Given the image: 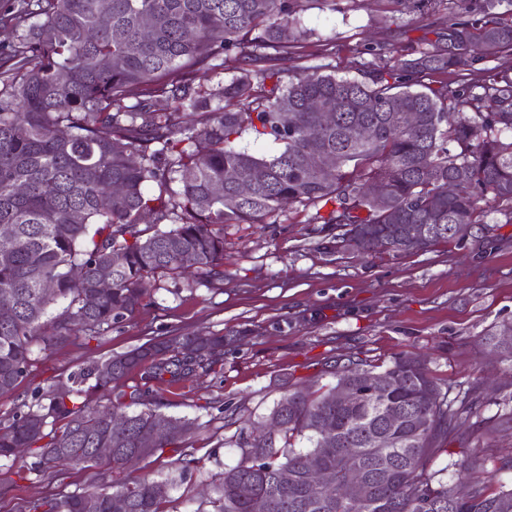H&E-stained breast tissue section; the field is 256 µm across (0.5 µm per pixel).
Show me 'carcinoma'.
Returning a JSON list of instances; mask_svg holds the SVG:
<instances>
[{
  "instance_id": "cac0c4a2",
  "label": "carcinoma",
  "mask_w": 512,
  "mask_h": 512,
  "mask_svg": "<svg viewBox=\"0 0 512 512\" xmlns=\"http://www.w3.org/2000/svg\"><path fill=\"white\" fill-rule=\"evenodd\" d=\"M297 4L111 0L103 13L98 0L22 3L27 25L14 49L0 53V72L10 75L0 97V226L13 230L0 244V305L15 311L0 321V395L49 355L133 317L156 279H221L226 224H262L296 202L319 207L314 220L343 229V240L352 224L390 225L399 233L392 252L410 253L407 224L472 228L484 223L486 198L512 206V141L501 138L512 132V77L497 72L473 82L464 74L467 58L448 52L452 40L484 55L512 50V25L481 21L475 34L451 23L417 57L387 49L385 63L360 79L302 67L284 85L278 68L247 64L288 60L308 38ZM203 68L232 77L201 92L193 75ZM448 70L454 82L431 86ZM311 100L335 114L332 125L321 126ZM405 112L418 115L411 128L402 125ZM365 123L369 138L358 133ZM244 134L281 150L251 153L237 146ZM312 150L332 155L334 168L310 169ZM229 170L256 183L251 196L238 198ZM373 181L388 187L383 207L368 197ZM114 182L119 196L107 191ZM217 184L220 198L210 194ZM166 221L171 227L160 228ZM114 253L124 262L102 292L99 272ZM55 304L61 312L48 315ZM190 343L188 356L182 348ZM223 357L224 337L216 334L155 338L82 369L75 388L37 390L0 427V462L29 457L19 478L59 477L58 466L97 465L96 449L110 448L112 480L31 501L28 512H87L89 499L94 512H166L169 491L197 461L184 458L178 476L154 480L126 475L125 460L158 457L198 425L148 406L146 385L214 371ZM334 377L317 389L286 391L270 410L282 416V429L271 439L240 436L239 461L194 512H441L435 504L455 490L433 482L426 463L473 413L477 391L448 400L425 363L407 354L384 368L351 361ZM376 377L387 386L369 385ZM342 383L358 387L357 403L333 400ZM101 398L109 405H98ZM384 411L403 414L402 423L383 427ZM116 415L127 420L122 432L110 431ZM161 422L165 431L141 447V435ZM302 441L308 446L296 447ZM311 456L336 472V493L311 485ZM359 479L370 483L369 494L342 496ZM242 483L250 496L239 494ZM455 512H512V488L474 487Z\"/></svg>"
}]
</instances>
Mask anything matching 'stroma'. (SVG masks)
<instances>
[{"mask_svg":"<svg viewBox=\"0 0 512 512\" xmlns=\"http://www.w3.org/2000/svg\"><path fill=\"white\" fill-rule=\"evenodd\" d=\"M485 0H299L311 35L289 67L322 66L357 78L379 63V49L413 57L430 48L446 23L483 18ZM482 224L464 241L427 252L362 255L336 245L332 224L313 223V208L296 204L252 227H224V278L191 284L160 278L144 308L98 339L45 359L38 376L0 395V424L32 402L35 387L67 384L71 373L157 336L219 334L224 361L179 384L152 382L162 413L195 420L181 451L129 466L134 476L165 477L179 454L195 458L191 494L171 493L169 512H195L212 482L239 458V429L258 422L288 386L333 383L337 363L386 364L410 353L423 358L449 396L481 390L476 415L448 437L426 472L461 489L512 487V363L484 345V334L512 322V210L488 202ZM111 467H66L63 481L19 479L0 467V512L28 501L92 490Z\"/></svg>","mask_w":512,"mask_h":512,"instance_id":"35a3bbf8","label":"stroma"}]
</instances>
